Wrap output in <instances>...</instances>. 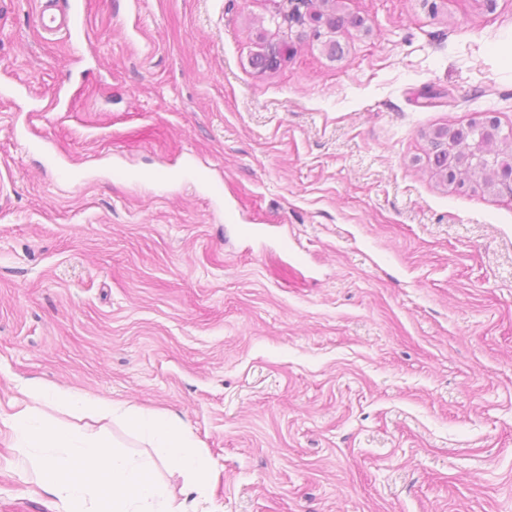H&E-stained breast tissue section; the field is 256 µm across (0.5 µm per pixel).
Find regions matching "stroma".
Instances as JSON below:
<instances>
[{"label": "stroma", "mask_w": 512, "mask_h": 512, "mask_svg": "<svg viewBox=\"0 0 512 512\" xmlns=\"http://www.w3.org/2000/svg\"><path fill=\"white\" fill-rule=\"evenodd\" d=\"M37 6L0 0V512H63L31 378L174 416L203 512H512V196L427 140L512 134V0H345L371 33L266 72L271 0H84L80 41ZM257 40L261 43L265 53L274 61L281 59V44L279 41L267 35V33L261 28L257 33ZM265 53H256L252 58V65L260 70H266L274 66L272 62L268 60ZM448 134H451L460 145L462 152H465L479 139L489 141L492 137L489 128L485 124L479 126L475 122H472L466 129L448 128V133L447 131L441 133L433 132L431 136L436 140L439 149L445 152H452L455 149V145L452 140L448 138Z\"/></svg>", "instance_id": "stroma-1"}]
</instances>
